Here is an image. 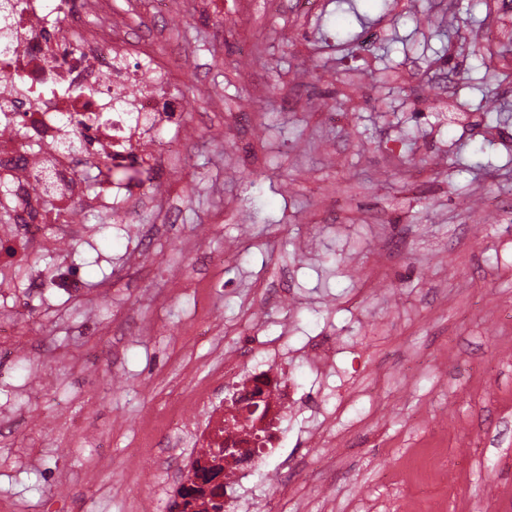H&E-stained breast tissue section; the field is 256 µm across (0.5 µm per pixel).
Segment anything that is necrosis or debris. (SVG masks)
Masks as SVG:
<instances>
[{
  "mask_svg": "<svg viewBox=\"0 0 512 512\" xmlns=\"http://www.w3.org/2000/svg\"><path fill=\"white\" fill-rule=\"evenodd\" d=\"M0 20L8 31L0 38V177L12 182V210L46 200L47 224H70L82 169L106 159L161 167L169 141L182 136L183 105L169 95V69L153 51L128 67V51L113 43L109 0H0ZM18 85L26 87L28 103H17L12 89ZM116 97L127 99L128 111L111 110ZM71 117L88 126L91 153L59 149ZM19 125L25 138L14 133ZM279 359L269 353L257 370L217 357L206 378L158 418L162 447L179 451L181 476H190L214 449H228L213 464L225 503L268 464L288 471L281 453L285 423L304 399Z\"/></svg>",
  "mask_w": 512,
  "mask_h": 512,
  "instance_id": "obj_1",
  "label": "necrosis or debris"
}]
</instances>
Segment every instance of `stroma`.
<instances>
[{
    "label": "stroma",
    "instance_id": "35a3bbf8",
    "mask_svg": "<svg viewBox=\"0 0 512 512\" xmlns=\"http://www.w3.org/2000/svg\"><path fill=\"white\" fill-rule=\"evenodd\" d=\"M512 0H112L166 63L188 128L122 226L77 185L75 252L14 261L0 312V501L22 512H132L142 421L203 378L214 339L283 367L319 413L288 417V489L257 473L250 512H512ZM484 156H476L478 147ZM207 304L209 337L183 330ZM331 336L316 373L302 349ZM75 416L86 445L31 428ZM429 444L467 478L391 483Z\"/></svg>",
    "mask_w": 512,
    "mask_h": 512
}]
</instances>
